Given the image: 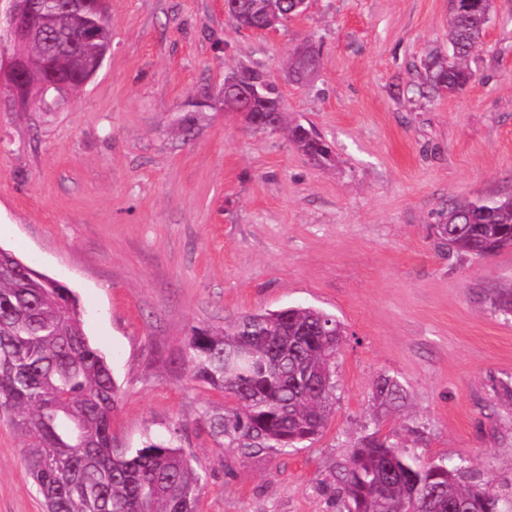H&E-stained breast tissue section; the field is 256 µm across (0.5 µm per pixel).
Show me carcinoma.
<instances>
[{
	"mask_svg": "<svg viewBox=\"0 0 512 512\" xmlns=\"http://www.w3.org/2000/svg\"><path fill=\"white\" fill-rule=\"evenodd\" d=\"M264 21L294 17L292 0H252ZM494 0L462 11L448 0V53L425 64L426 84L458 93L475 79L470 60L481 45ZM43 36L27 49L46 76L84 86L74 53L97 47L88 28L108 27L98 0H46ZM232 78L265 87L249 113L260 130L274 116L284 125L281 99L266 73L248 67ZM288 139L311 161H332L329 144L301 124ZM436 238L448 252L485 256L512 248V196L460 201L448 207ZM490 300L512 315V286ZM343 327L314 307H288L241 316L231 327L194 330L182 355L192 380L224 393L227 404L206 417L219 447L224 438L247 446L296 448L326 428L335 404L333 368ZM393 378L380 377L372 398L379 406L402 399ZM119 388L104 353L87 336L69 288L0 247V409L27 441L24 463L46 512H198L204 477L178 440L149 441L141 448L113 445L112 416ZM413 439L372 434L353 446L337 467V494L355 512H498L492 482L464 465L426 461Z\"/></svg>",
	"mask_w": 512,
	"mask_h": 512,
	"instance_id": "cac0c4a2",
	"label": "carcinoma"
}]
</instances>
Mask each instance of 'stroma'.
Here are the masks:
<instances>
[{
    "mask_svg": "<svg viewBox=\"0 0 512 512\" xmlns=\"http://www.w3.org/2000/svg\"><path fill=\"white\" fill-rule=\"evenodd\" d=\"M108 24L80 89L21 112L0 88V247L72 291L120 390L116 445L179 431L198 512H346L337 465L413 426L424 459L469 461L512 512V316L488 299L512 284V249L457 256L434 233L450 202L512 195V0L457 95L423 84L448 0H309L269 34L237 29L224 0H109ZM306 41L320 66L299 85L288 55ZM255 65L332 165L225 111V78ZM292 305L344 327L326 428L301 448L217 446L204 417L224 395L191 379L188 337ZM382 375L404 407H374ZM24 445L0 415V512H45Z\"/></svg>",
    "mask_w": 512,
    "mask_h": 512,
    "instance_id": "1",
    "label": "stroma"
}]
</instances>
